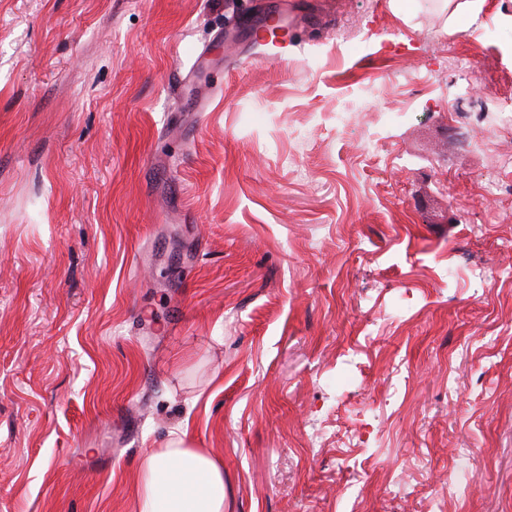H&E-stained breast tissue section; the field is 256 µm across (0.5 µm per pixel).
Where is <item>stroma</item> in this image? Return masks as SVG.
Here are the masks:
<instances>
[{
  "label": "stroma",
  "instance_id": "1",
  "mask_svg": "<svg viewBox=\"0 0 512 512\" xmlns=\"http://www.w3.org/2000/svg\"><path fill=\"white\" fill-rule=\"evenodd\" d=\"M0 0V512H512V0ZM260 13L285 34L225 38ZM479 61L478 98L450 64ZM441 4L442 9L448 11L445 29L453 35L460 30L464 19H477L490 8L489 0H441L434 1ZM139 512H224V463L191 448L188 428L145 457L136 487Z\"/></svg>",
  "mask_w": 512,
  "mask_h": 512
}]
</instances>
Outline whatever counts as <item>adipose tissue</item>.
Segmentation results:
<instances>
[{"label": "adipose tissue", "mask_w": 512, "mask_h": 512, "mask_svg": "<svg viewBox=\"0 0 512 512\" xmlns=\"http://www.w3.org/2000/svg\"><path fill=\"white\" fill-rule=\"evenodd\" d=\"M136 502L139 512H224V463L192 447L187 430L171 432L145 457Z\"/></svg>", "instance_id": "obj_1"}]
</instances>
